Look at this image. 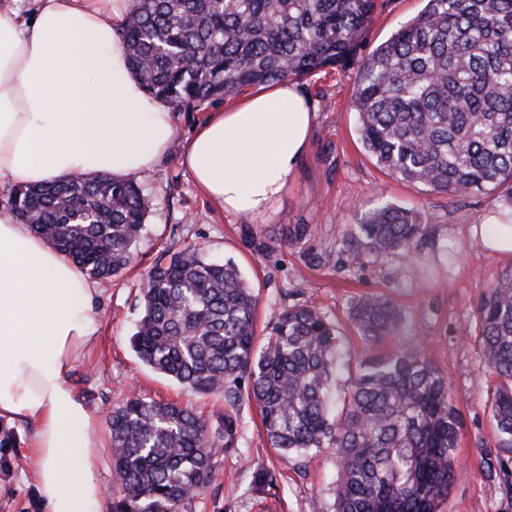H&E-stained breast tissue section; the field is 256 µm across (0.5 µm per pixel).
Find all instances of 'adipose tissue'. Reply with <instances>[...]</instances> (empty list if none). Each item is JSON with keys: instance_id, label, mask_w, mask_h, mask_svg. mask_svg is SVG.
<instances>
[{"instance_id": "adipose-tissue-1", "label": "adipose tissue", "mask_w": 512, "mask_h": 512, "mask_svg": "<svg viewBox=\"0 0 512 512\" xmlns=\"http://www.w3.org/2000/svg\"><path fill=\"white\" fill-rule=\"evenodd\" d=\"M131 0H34L0 8V182L154 170L176 128L124 43ZM316 114L290 80L209 112L182 165L218 209L267 215L306 151ZM93 290L67 256L0 206V418L25 422L47 512H100L90 471L94 415L70 375L101 324Z\"/></svg>"}]
</instances>
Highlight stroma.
Wrapping results in <instances>:
<instances>
[{"instance_id":"obj_1","label":"stroma","mask_w":512,"mask_h":512,"mask_svg":"<svg viewBox=\"0 0 512 512\" xmlns=\"http://www.w3.org/2000/svg\"><path fill=\"white\" fill-rule=\"evenodd\" d=\"M424 5V0H379L361 44L344 65L299 79L317 117L296 176L266 218L220 212L195 188L181 163L182 146L213 106L174 112L177 141L154 171L138 178L152 208L134 246L136 260L112 279L95 281L101 332L71 376L97 418L101 446L90 467L102 486L113 482L106 415L134 388L146 398L193 408L212 429L224 415L234 412L240 418L236 447L216 451V480L195 498L192 512H333L337 468L330 453L282 458L268 444L254 403L244 399L234 406L220 395L196 394L154 371L133 350L131 337L143 310L141 288L157 252L195 247L215 260L235 259L259 296L262 330L285 309L303 304L340 322L363 295H383L398 304L406 327L385 350H422L446 376L461 424L458 456L465 473L439 512H512V495L486 475L485 450L493 445L495 429L486 393L490 371L475 340L481 289L512 267V256L488 252L478 233L501 206V196L495 191L453 196L387 176L364 150L351 105L362 59ZM382 202L416 208L429 224L432 237L417 267L398 252L360 266L348 263L347 250L357 243L364 213ZM296 224L307 225L309 233L292 244L287 230ZM316 254L322 263H312ZM13 429L16 445L0 447V512H46L33 482L30 428L17 423ZM261 463L276 475L263 491L253 479Z\"/></svg>"}]
</instances>
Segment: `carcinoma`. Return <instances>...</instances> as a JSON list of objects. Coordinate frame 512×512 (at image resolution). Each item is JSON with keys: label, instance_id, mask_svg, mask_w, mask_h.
I'll list each match as a JSON object with an SVG mask.
<instances>
[{"label": "carcinoma", "instance_id": "1", "mask_svg": "<svg viewBox=\"0 0 512 512\" xmlns=\"http://www.w3.org/2000/svg\"><path fill=\"white\" fill-rule=\"evenodd\" d=\"M378 0H132L125 43L146 91L177 110L246 88L298 79L353 56ZM360 139L400 181L512 205V0H425L423 10L363 59L353 90ZM133 178H73L15 190L12 209L93 278L131 262L151 210ZM366 251L410 260L422 214L386 203L365 212ZM258 296L235 261L164 250L146 275L132 345L145 363L198 394L247 396L268 443L288 458L329 451L334 512H439L458 480L460 421L447 378L416 348H372L400 334L404 315L378 296L349 323L362 350L318 308L285 310L259 336ZM477 340L494 376L488 402L497 468L512 492V267L479 293ZM356 376L336 393L345 358ZM112 512H187L215 480L213 449L230 448L239 418L215 430L193 410L130 392L109 417Z\"/></svg>", "mask_w": 512, "mask_h": 512}]
</instances>
